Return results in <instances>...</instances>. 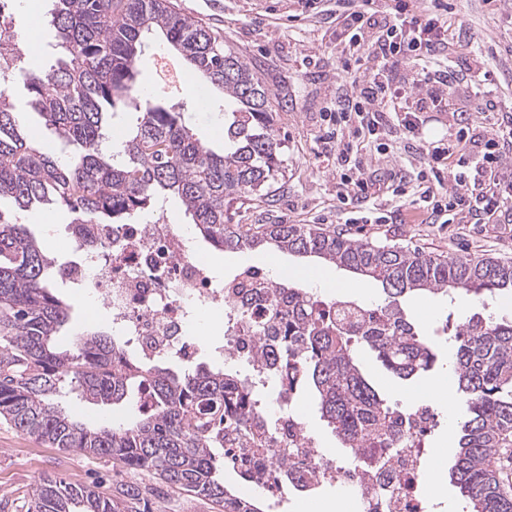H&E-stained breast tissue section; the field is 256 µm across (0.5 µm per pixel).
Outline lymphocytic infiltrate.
Masks as SVG:
<instances>
[{
    "label": "lymphocytic infiltrate",
    "instance_id": "lymphocytic-infiltrate-1",
    "mask_svg": "<svg viewBox=\"0 0 512 512\" xmlns=\"http://www.w3.org/2000/svg\"><path fill=\"white\" fill-rule=\"evenodd\" d=\"M343 55L326 114L324 143L344 163L336 197L352 223L384 224L369 201L405 194L398 173L380 177L365 156L388 155L394 136L411 141L426 168L417 175L416 205L438 224L512 223V113L494 94L498 69L470 51L446 0H333ZM482 114L474 123L471 112ZM430 112L448 115V132L424 133Z\"/></svg>",
    "mask_w": 512,
    "mask_h": 512
}]
</instances>
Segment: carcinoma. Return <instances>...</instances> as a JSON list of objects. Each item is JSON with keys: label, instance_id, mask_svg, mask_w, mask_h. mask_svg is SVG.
I'll list each match as a JSON object with an SVG mask.
<instances>
[{"label": "carcinoma", "instance_id": "cac0c4a2", "mask_svg": "<svg viewBox=\"0 0 512 512\" xmlns=\"http://www.w3.org/2000/svg\"><path fill=\"white\" fill-rule=\"evenodd\" d=\"M49 23L56 53L17 75L27 105L43 120L56 149L21 133L16 84L0 82V418L54 448L108 457L147 472L154 482L95 487L44 479L29 512H152L151 503L187 493L213 512H263L224 484V431L244 421L225 406L251 393L247 379L205 363L176 371L162 361L134 358L102 331L85 330L70 349L55 343L71 303L51 287L55 261L18 213L62 207L73 224H129L167 196L191 216L198 239L216 251L268 245L313 256L382 287L384 304L364 308L351 324L345 314L296 325L306 349L301 380L319 417L350 452L357 443L388 440L397 420L362 369L361 353L376 356L402 381L429 371L433 343L401 303L415 295L472 296L482 305L512 299V262L432 255L377 245L315 224H260L243 230L224 223V208L269 195L284 171L274 129L272 92L255 68L212 29L170 0H52ZM165 42L209 95L224 98V147L203 143L169 96L140 94L147 38ZM133 109L121 149L103 147L106 116ZM451 369L465 406L450 483L466 512H512L495 460L512 436V320L475 313L458 324ZM278 340L263 330L260 349ZM152 409L132 422L86 424L63 410L75 390L93 405H128L144 388Z\"/></svg>", "mask_w": 512, "mask_h": 512}]
</instances>
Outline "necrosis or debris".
<instances>
[{
  "mask_svg": "<svg viewBox=\"0 0 512 512\" xmlns=\"http://www.w3.org/2000/svg\"><path fill=\"white\" fill-rule=\"evenodd\" d=\"M65 250L66 279L83 299L111 311L113 335L133 344L141 360L193 363L205 347L199 330L213 319L223 324L225 360L246 364L249 380L267 392L236 405L262 422L258 437L224 448L242 495L260 493L278 508L332 485L351 495L357 512H433L421 491L431 456L425 440L436 421L431 406L396 408L398 436L364 444L342 462L323 451L302 415L293 366L255 361L260 328L287 278L253 265L229 277L216 273L188 229L169 223L160 206L133 224L71 225Z\"/></svg>",
  "mask_w": 512,
  "mask_h": 512,
  "instance_id": "obj_1",
  "label": "necrosis or debris"
}]
</instances>
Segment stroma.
<instances>
[{
    "label": "stroma",
    "mask_w": 512,
    "mask_h": 512,
    "mask_svg": "<svg viewBox=\"0 0 512 512\" xmlns=\"http://www.w3.org/2000/svg\"><path fill=\"white\" fill-rule=\"evenodd\" d=\"M180 12L209 26L225 45L255 66L259 76L272 90L273 102L287 100L286 110L276 113V128L283 142L286 172L273 187L272 202H253L250 209L233 211L236 224H316L329 230L348 233L376 243L418 249L437 254L464 257H492L512 262V223L421 224L413 221V207L383 195L374 202L383 211L400 216L397 224H350L336 198L339 176L334 161L324 157V112L336 89V19L329 15H303L298 0H171ZM457 20L470 33L474 49L488 55L499 71L496 90L502 105L512 108V5L489 14L482 0H450ZM179 92L171 103L183 105L195 132L213 148L223 146L224 105L196 108L184 95V88L195 78L179 71ZM71 216L62 208H34L22 213L21 221L41 240L44 249L58 262L66 257L61 243L67 235ZM209 263L233 273L240 265L253 264L278 272H318L345 282L346 294L367 304L384 300L380 285L374 281L357 282L345 270L322 264L316 259L288 255L268 247L239 252H219L201 246ZM57 292L70 299L71 317L59 336L62 345H71L75 329L93 327L111 332L109 311L86 305L76 288L54 278ZM406 310L422 328L434 337L439 352L437 366L424 376L406 383L388 373L370 355H363V368L376 388L390 401L410 405L420 401L424 389L438 382L455 387L450 370L454 347L450 341L456 324L477 312V304L468 296L455 300L421 296L410 298ZM439 424L427 441L436 477L428 481L425 492L433 494L437 481H444L440 512H457L463 501L449 485L457 424L463 417V405L447 408L435 405ZM61 478L75 485L95 483L107 488L113 483L133 480V473L107 459L85 458L68 453L18 432L0 419V512H28L34 486L43 478Z\"/></svg>",
    "instance_id": "obj_1"
}]
</instances>
